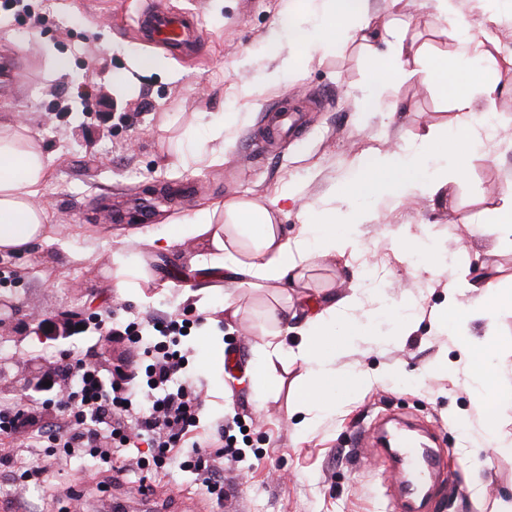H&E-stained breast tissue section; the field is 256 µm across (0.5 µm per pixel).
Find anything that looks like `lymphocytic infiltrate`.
Listing matches in <instances>:
<instances>
[{
    "label": "lymphocytic infiltrate",
    "mask_w": 512,
    "mask_h": 512,
    "mask_svg": "<svg viewBox=\"0 0 512 512\" xmlns=\"http://www.w3.org/2000/svg\"><path fill=\"white\" fill-rule=\"evenodd\" d=\"M95 326L103 336L125 337L147 366L118 371L116 378L108 382L97 364L61 357L56 372L70 383L63 403L64 418L60 424L37 430L38 444L62 449L68 456L84 450L108 464L127 449L144 443L151 450L156 468L176 466L201 475L206 492L223 498L224 475L216 462L235 457L237 451L219 438L193 443L191 454L182 458L172 456V449L180 447L198 421L203 401L196 386L184 378L185 367L174 351L144 339L145 331L151 329L162 336L179 334L182 322L153 319L126 323L100 318ZM142 374L147 380L141 385L137 379ZM104 425L110 429L111 442L107 445L101 440L100 428Z\"/></svg>",
    "instance_id": "f902f5d3"
}]
</instances>
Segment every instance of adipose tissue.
Returning a JSON list of instances; mask_svg holds the SVG:
<instances>
[{
	"label": "adipose tissue",
	"instance_id": "adipose-tissue-1",
	"mask_svg": "<svg viewBox=\"0 0 512 512\" xmlns=\"http://www.w3.org/2000/svg\"><path fill=\"white\" fill-rule=\"evenodd\" d=\"M402 0H290V12L306 7L308 27L298 29L295 40L309 56H317L337 43H355L376 50L375 76L366 93L357 98L363 112L382 111L396 84L414 76L416 64L425 62L438 81L440 91L456 87L454 106L462 131L439 136L428 126L409 152L371 149L357 154L349 177L330 189L332 197L346 206L344 223H337L335 209L326 202L304 201L300 189L289 185L268 199L228 198L199 207L192 217L172 218L165 234L136 236L139 253H164L183 242L200 245L197 266L221 268L236 288H258L285 284L298 288L303 271L313 260L343 259L359 245L360 227L372 213L356 209L354 201L364 196L379 201L405 202L415 196L428 198L435 207L447 209L452 195V172H463L482 130L472 124L476 107L492 111L505 74H512V57L505 59L500 72L485 78L482 101H475L460 77H449L447 59L427 58L422 45L409 37V25L401 18ZM240 123L239 114L212 120L206 143L187 144L181 155L193 168L223 163L224 152L234 142L232 132ZM51 157L43 150L21 115L0 120V253H19L35 244L57 241L58 230L50 220L43 200L51 175ZM299 206L303 224L297 235L286 236L280 222L290 206ZM403 262H411L420 251L428 259L422 273L438 277L448 266V257L434 241L405 232L392 241ZM450 295L472 294L470 305H453L435 312L437 330L448 325L467 326L474 316L512 308V289L477 280L449 278ZM273 328L262 330V341L253 349L255 384L269 380L274 361L289 358L304 365L306 373L298 391L295 411L298 426L309 431L336 409L337 391L358 392L379 383L378 374L346 371L339 358L356 347L377 342L376 309L366 306L358 291L330 294L316 301L299 300L296 308L271 311ZM293 345H286V338ZM474 376L484 398L479 427L489 439L493 454L512 455V431H504L502 419L512 410V394H503L487 368L484 350L468 348Z\"/></svg>",
	"mask_w": 512,
	"mask_h": 512
}]
</instances>
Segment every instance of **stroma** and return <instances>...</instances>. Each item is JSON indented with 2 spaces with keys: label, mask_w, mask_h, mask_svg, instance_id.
Wrapping results in <instances>:
<instances>
[{
  "label": "stroma",
  "mask_w": 512,
  "mask_h": 512,
  "mask_svg": "<svg viewBox=\"0 0 512 512\" xmlns=\"http://www.w3.org/2000/svg\"><path fill=\"white\" fill-rule=\"evenodd\" d=\"M284 6L285 0H0V70L12 83L0 91V118L24 113L51 156L45 199L60 227L57 244L0 257V407L24 397L39 425L60 422L56 388H25L22 375L30 364L46 374L62 352L96 362L111 378L125 348L99 336L94 314L124 320L184 315L193 324L179 348L207 397L193 436L207 440L235 420L233 444L241 450L223 463L228 492L220 501L194 473L146 470L145 447L119 459L124 473L112 481L90 455L60 462L46 449L0 435V504L16 512H181L191 503L197 512H394L391 461L378 449L356 445L368 421L384 410L433 428L441 444L442 487L455 497L458 512H491L495 499H512V456L491 454L462 428L474 423L481 396L457 332H436L427 317L447 306L448 293L441 280L418 274L392 249L405 226L447 247L452 273L512 286V238L478 239L462 222L476 212L493 217L502 189L512 185V151L493 163L477 148L456 179L447 213L420 197L380 210L360 200L362 209L379 212L377 222L361 228L362 250L346 264L319 259L305 271L311 298L358 287L366 304L380 298L401 307L414 302L426 314L409 336L396 340L391 319H384L383 343L344 357V365L382 379L343 397L336 413L310 433L300 430L293 413L302 364L276 362L273 386L256 392L218 377L204 356L207 344L226 347L237 355L236 375H243L278 287L229 291L223 271L194 266L196 249L185 244L147 256L159 285L144 295L120 293L109 283L105 269L119 240L137 231L165 233L166 217L192 215L200 201L267 198L288 183L301 185L306 199L321 198L356 154L409 149L429 124L457 131L452 99L424 71L393 92L408 110L358 111L355 99L367 92L373 67L367 50L347 44L306 63L304 47L280 22ZM456 6L474 36L492 43L487 56L468 64L458 58L453 23L438 19L424 0H404L403 11L414 16L410 33L429 55H447L450 67L487 75L512 55V0H499L490 19L480 0H457ZM152 10L194 14L201 37L189 55L134 33L133 19ZM281 52L295 57L296 68L271 87L265 75ZM146 56L158 58L159 68L143 70L139 62ZM244 84L254 95H241ZM288 106L300 112L299 134L264 140L265 114ZM227 112L240 113L242 122L223 164L183 166L184 131L204 130ZM228 292L240 308L232 324L224 318ZM41 320L59 331L67 325L82 331L49 339L37 328ZM490 331L496 346L487 362L502 389L512 391V310L476 317L466 329L477 345ZM37 466L40 478L21 481ZM144 483L157 495L148 507L140 500ZM474 483L484 486V500L471 497Z\"/></svg>",
  "instance_id": "35a3bbf8"
}]
</instances>
